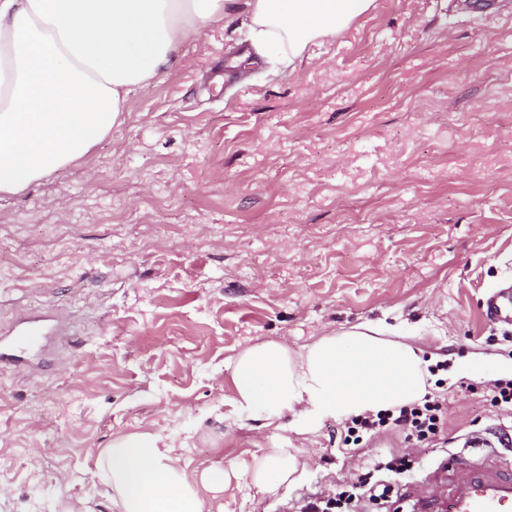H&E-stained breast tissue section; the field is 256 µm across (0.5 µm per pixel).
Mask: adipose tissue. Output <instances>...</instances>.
<instances>
[{"label": "adipose tissue", "mask_w": 512, "mask_h": 512, "mask_svg": "<svg viewBox=\"0 0 512 512\" xmlns=\"http://www.w3.org/2000/svg\"><path fill=\"white\" fill-rule=\"evenodd\" d=\"M225 0H0V197L85 158L119 124L129 95L181 61V47L223 21ZM374 0H244L256 54L289 65L315 41L346 30ZM235 415L285 411L310 432L347 418L420 400L427 364L374 328L324 336L295 353L255 344L229 363ZM289 449L256 464L252 483L287 480ZM97 476L115 512H205L203 490H223L226 471L189 477L162 436L113 439Z\"/></svg>", "instance_id": "1"}]
</instances>
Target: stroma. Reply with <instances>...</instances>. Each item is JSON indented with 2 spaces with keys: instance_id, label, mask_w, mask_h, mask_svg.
Instances as JSON below:
<instances>
[{
  "instance_id": "obj_1",
  "label": "stroma",
  "mask_w": 512,
  "mask_h": 512,
  "mask_svg": "<svg viewBox=\"0 0 512 512\" xmlns=\"http://www.w3.org/2000/svg\"><path fill=\"white\" fill-rule=\"evenodd\" d=\"M242 0L186 44L179 66L131 94L82 162L0 198V338L37 326L46 349L0 366V512H114L90 481L113 438L168 437L188 471L235 470L209 512H300L391 455L386 500L411 512L512 428L490 385L512 377V337L482 301L512 271V0H375L286 74L239 79ZM387 329L430 364L448 402L440 440L389 431L343 442L292 413H232L226 362L291 351L358 326ZM292 481L250 482L274 443Z\"/></svg>"
}]
</instances>
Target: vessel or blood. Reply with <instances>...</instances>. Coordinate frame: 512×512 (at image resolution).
I'll return each mask as SVG.
<instances>
[{"instance_id":"b4317fda","label":"vessel or blood","mask_w":512,"mask_h":512,"mask_svg":"<svg viewBox=\"0 0 512 512\" xmlns=\"http://www.w3.org/2000/svg\"><path fill=\"white\" fill-rule=\"evenodd\" d=\"M486 316L512 327V286L493 289L484 302ZM41 338L28 333L14 343L0 342V365L21 361L23 352L39 346ZM457 483L449 494L446 512H512V475L488 473L464 456L453 460Z\"/></svg>"}]
</instances>
